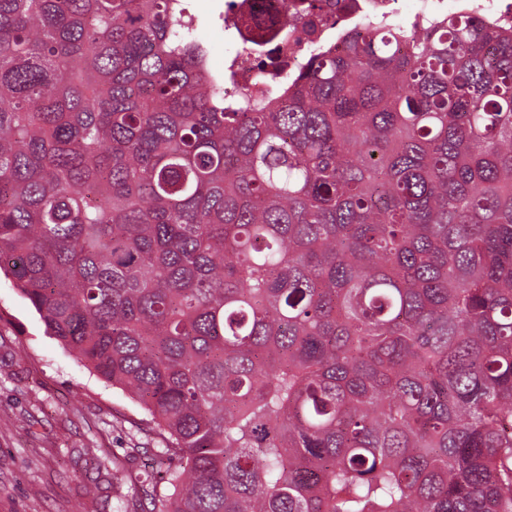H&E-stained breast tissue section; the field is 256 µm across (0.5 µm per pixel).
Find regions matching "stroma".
I'll return each mask as SVG.
<instances>
[{
    "label": "stroma",
    "mask_w": 512,
    "mask_h": 512,
    "mask_svg": "<svg viewBox=\"0 0 512 512\" xmlns=\"http://www.w3.org/2000/svg\"><path fill=\"white\" fill-rule=\"evenodd\" d=\"M211 71L232 46L224 0H189ZM161 437L139 404L48 336L35 310L0 273V512H125L132 477L152 470ZM136 456H127V449ZM118 463L113 487L85 493L98 465Z\"/></svg>",
    "instance_id": "stroma-1"
}]
</instances>
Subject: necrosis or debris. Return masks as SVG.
<instances>
[{"label": "necrosis or debris", "instance_id": "obj_1", "mask_svg": "<svg viewBox=\"0 0 512 512\" xmlns=\"http://www.w3.org/2000/svg\"><path fill=\"white\" fill-rule=\"evenodd\" d=\"M227 0L224 31L235 47L224 61L230 98L266 100L281 93L280 68L296 72L319 50L342 51L364 22L403 18L426 25L451 11L482 14L512 30V0Z\"/></svg>", "mask_w": 512, "mask_h": 512}]
</instances>
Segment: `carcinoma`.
<instances>
[{"label":"carcinoma","instance_id":"carcinoma-1","mask_svg":"<svg viewBox=\"0 0 512 512\" xmlns=\"http://www.w3.org/2000/svg\"><path fill=\"white\" fill-rule=\"evenodd\" d=\"M187 0H0V271L163 437L151 512H512V33L360 27L224 104Z\"/></svg>","mask_w":512,"mask_h":512}]
</instances>
